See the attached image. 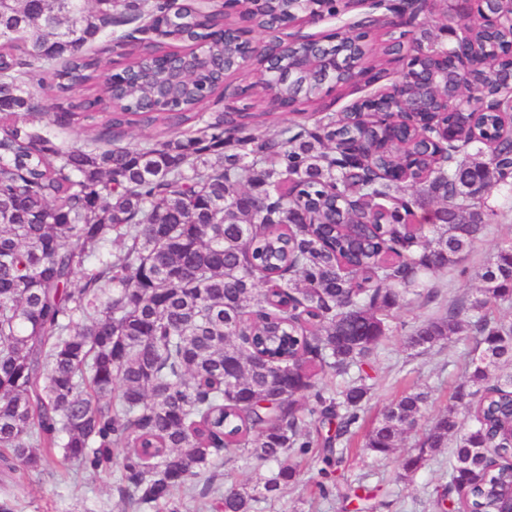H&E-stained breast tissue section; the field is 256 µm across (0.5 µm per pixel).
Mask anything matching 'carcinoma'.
<instances>
[{"label": "carcinoma", "instance_id": "obj_1", "mask_svg": "<svg viewBox=\"0 0 512 512\" xmlns=\"http://www.w3.org/2000/svg\"><path fill=\"white\" fill-rule=\"evenodd\" d=\"M309 7L267 0L252 20L267 32ZM166 9V0H0V462L19 485L52 463L116 473L135 512H182L173 491L191 494L200 483L216 512H258L297 481L299 464L282 460L291 453L320 461L326 496L371 390L363 367L392 335L408 296L435 297L425 276L455 265L483 234L482 190L512 179V141L466 164L457 153L495 136L497 115L480 114L473 128L458 114L444 116L460 127V141L440 159L421 148L430 130L403 129L399 138L420 149L402 180L395 170L405 148L377 139L368 112L353 121L327 112L307 74L260 76L258 86L303 99L316 117L311 126L261 138L252 124L266 112L204 119L220 89L209 79L212 58L166 110L147 109L148 88L132 84L123 105L103 113L102 137L60 140L54 128L100 95L112 99V77L101 83L98 74L99 54L111 46H94L112 41L114 27L161 22ZM212 10L205 22L188 12L175 26L208 40L224 26V6ZM470 28L483 71L438 80L464 85L477 102L507 68L512 32ZM143 30L116 41L133 57L130 69L147 65ZM211 49L229 63L241 52L218 40ZM34 77L57 92L51 123L38 118L46 105ZM131 125L172 134L117 143ZM369 141L384 174L351 173L341 146ZM403 182L416 195H401ZM404 213L419 216V227L390 237ZM477 277L483 286L473 300L406 336L423 351L460 334L474 345L454 402L402 464L416 472L460 434L448 481L434 489L438 512L449 502L458 512L499 509L477 480L491 465V446L509 445L512 322L490 308L512 303V244ZM329 375L347 382L330 388ZM427 399L413 391L392 400L363 450L390 455ZM459 404L470 420L462 433ZM235 456L277 468L224 491L215 473ZM338 496L360 500L363 512L377 508L351 485Z\"/></svg>", "mask_w": 512, "mask_h": 512}]
</instances>
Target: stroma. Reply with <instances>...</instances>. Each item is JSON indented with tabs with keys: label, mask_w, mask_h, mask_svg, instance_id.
Here are the masks:
<instances>
[{
	"label": "stroma",
	"mask_w": 512,
	"mask_h": 512,
	"mask_svg": "<svg viewBox=\"0 0 512 512\" xmlns=\"http://www.w3.org/2000/svg\"><path fill=\"white\" fill-rule=\"evenodd\" d=\"M485 198L492 214L484 233L461 263L430 275V285L437 290L432 301L414 298L398 311L392 336L379 347L368 368L372 390L359 420L362 429H369L384 406L403 391L423 389L430 393L417 425L393 454L376 459L349 453L334 474L336 484L359 485L374 494L376 512H434L430 495L448 470L451 448H443L407 480L400 477L401 463L414 452L431 421L451 403L463 380L466 345L454 339L414 355L406 351L404 337L411 326L446 315L449 306L472 299L480 286L473 277L474 271L502 242L512 241V183L492 184ZM317 471V464L303 466L297 482L285 488L279 498L262 503L261 512H357V499L320 496ZM5 493L10 494L15 512L126 510L116 478H98L75 469L65 473L50 466L18 488L13 486L10 473L0 466V495Z\"/></svg>",
	"instance_id": "35a3bbf8"
}]
</instances>
